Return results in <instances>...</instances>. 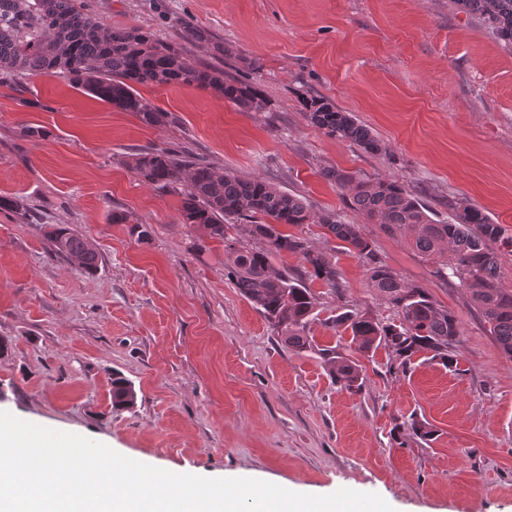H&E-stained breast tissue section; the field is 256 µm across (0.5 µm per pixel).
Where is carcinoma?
<instances>
[{
    "instance_id": "cac0c4a2",
    "label": "carcinoma",
    "mask_w": 512,
    "mask_h": 512,
    "mask_svg": "<svg viewBox=\"0 0 512 512\" xmlns=\"http://www.w3.org/2000/svg\"><path fill=\"white\" fill-rule=\"evenodd\" d=\"M457 3L503 46L512 48V0H457ZM181 41L161 40L138 26L102 28L86 0H0V78L16 81L32 75L61 76L73 87L126 112L150 127L162 129L172 115L141 96L137 87L189 85L212 91L242 112H272L256 80L242 79L195 62L184 44L206 38L194 25L183 23ZM309 122L328 136L338 137L369 153L381 151L369 127L316 95L302 99ZM125 164L139 180L180 197L182 223L200 229L198 247L206 240L224 243V275L265 319L288 348L314 349L308 326L324 310L311 285L318 281L336 308L323 324L349 333L350 346L317 349L330 378L340 387L358 391L364 383L360 358L383 347L389 359L405 369L413 357L425 354L448 370L461 371L455 355L459 328L455 315L438 305L423 286L407 283L381 258L376 242L360 224H349L334 211H315L305 197L263 179L222 171L202 157L166 147H150L126 156ZM320 174L347 197L350 207L384 234L410 242L434 268L437 278L464 289L480 313L489 334L512 358V289L503 285L501 256L512 253V234L468 198L450 195L437 210L399 180L362 176L338 167ZM23 220H32L20 197L0 198ZM317 224L339 249L365 265L371 287L386 300L396 318L382 322L359 309L347 297V285L335 260L336 248L319 250L303 233H285L283 225L302 228ZM51 252L86 274L98 270L92 243L56 224L47 232ZM300 257L301 266L288 269L276 258ZM131 382L112 378V406L134 407ZM417 438L430 441L435 430L412 417L403 422Z\"/></svg>"
}]
</instances>
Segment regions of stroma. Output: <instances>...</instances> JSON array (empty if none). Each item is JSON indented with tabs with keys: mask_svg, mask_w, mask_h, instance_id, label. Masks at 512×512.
Instances as JSON below:
<instances>
[{
	"mask_svg": "<svg viewBox=\"0 0 512 512\" xmlns=\"http://www.w3.org/2000/svg\"><path fill=\"white\" fill-rule=\"evenodd\" d=\"M104 27L172 39L182 23L238 52L274 112H241L191 86L141 88L174 124L157 129L55 76L0 85V197H22L28 224L0 210V411L102 442L158 468L260 479L327 495L379 494L395 512H512V359L463 289L439 280L404 241L364 224L321 177L334 166L467 197L512 231V53L454 0H88ZM369 126L370 154L312 126L301 92ZM42 129L26 138L25 127ZM186 149L245 178L266 179L364 224L383 261L459 324L453 373L424 356L364 364L362 389L332 382L316 353H296L227 280L224 247L197 248L177 196L124 164L148 146ZM129 217L116 224L113 212ZM151 228L140 240L133 223ZM87 237L86 275L54 257L48 225ZM337 266L359 309L393 312L354 254ZM137 392L112 408V378ZM436 431L422 442L403 425Z\"/></svg>",
	"mask_w": 512,
	"mask_h": 512,
	"instance_id": "35a3bbf8",
	"label": "stroma"
}]
</instances>
